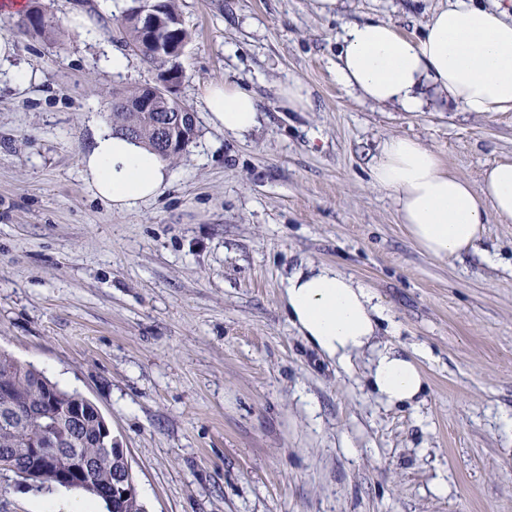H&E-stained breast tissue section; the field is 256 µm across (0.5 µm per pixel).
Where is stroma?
I'll return each instance as SVG.
<instances>
[{
    "mask_svg": "<svg viewBox=\"0 0 512 512\" xmlns=\"http://www.w3.org/2000/svg\"><path fill=\"white\" fill-rule=\"evenodd\" d=\"M57 26L22 33L0 8V350L92 401L125 449L147 512H512V221L489 217L481 254L420 251L370 167L391 135L416 138L473 186L512 161V112L463 111L428 88L420 112L336 81L345 28L391 22L419 39L448 0H177L192 40L178 96L197 120L153 200L117 212L80 159L115 92L155 84L122 49L126 0H44ZM90 21L78 30L74 9ZM17 69L37 76L27 88ZM216 81L256 97L236 138L204 108ZM301 82L313 106L289 112ZM372 288L400 325L426 391L386 406L365 363L337 369L281 303L300 263ZM447 493H437L440 483ZM280 95L282 105L287 107L288 111L304 112L311 106L308 92L298 81L283 87Z\"/></svg>",
    "mask_w": 512,
    "mask_h": 512,
    "instance_id": "35a3bbf8",
    "label": "stroma"
}]
</instances>
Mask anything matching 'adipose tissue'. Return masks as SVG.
<instances>
[{"label": "adipose tissue", "instance_id": "1", "mask_svg": "<svg viewBox=\"0 0 512 512\" xmlns=\"http://www.w3.org/2000/svg\"><path fill=\"white\" fill-rule=\"evenodd\" d=\"M342 42L336 81L372 102L418 112L420 89L430 85L467 112H512V10L500 0L489 6L452 0L413 42L385 21L351 25ZM204 102L210 124L227 135L245 136L259 123L253 94L237 83L211 84ZM81 167L95 196L119 212L157 197L169 173L156 152L105 126ZM371 177L393 197L413 243L440 260L476 251L488 215L512 220V162L487 168L476 189L417 139L392 135L381 142ZM282 301L301 336L341 369L350 370L372 349L369 384L383 403L411 404L424 393L415 361L391 344H377L382 324L394 318L369 287L338 268L309 264L288 275Z\"/></svg>", "mask_w": 512, "mask_h": 512}]
</instances>
